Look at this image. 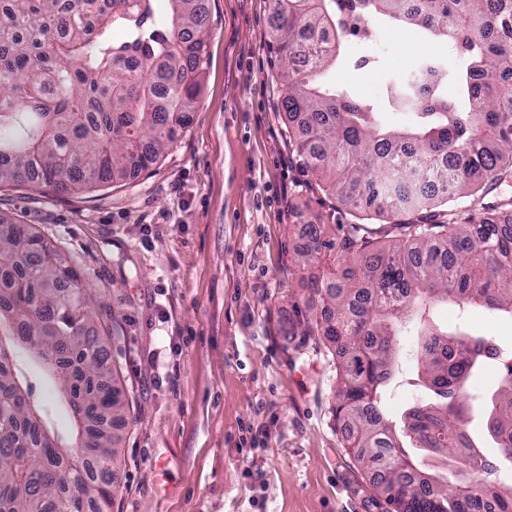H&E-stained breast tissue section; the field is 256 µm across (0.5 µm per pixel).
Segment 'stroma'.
Here are the masks:
<instances>
[{
	"mask_svg": "<svg viewBox=\"0 0 512 512\" xmlns=\"http://www.w3.org/2000/svg\"><path fill=\"white\" fill-rule=\"evenodd\" d=\"M201 87L169 151L122 184L57 193L0 189V224H27L115 313L106 341L125 420L111 512H393L346 448L333 355L303 333L309 293L291 258L301 225L348 210L309 191L288 150L269 48L275 0H205ZM347 36L329 80L386 103L391 79L431 52L421 33L374 17ZM462 322L505 351L512 321ZM401 339L387 408L423 393ZM258 444L240 445L245 425Z\"/></svg>",
	"mask_w": 512,
	"mask_h": 512,
	"instance_id": "1",
	"label": "stroma"
}]
</instances>
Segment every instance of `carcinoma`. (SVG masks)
<instances>
[{
  "mask_svg": "<svg viewBox=\"0 0 512 512\" xmlns=\"http://www.w3.org/2000/svg\"><path fill=\"white\" fill-rule=\"evenodd\" d=\"M0 0V186L55 192L119 184L155 164L198 97L204 0ZM376 15L455 45L395 81L399 128L326 86L347 31ZM123 33L116 41L114 31ZM270 47L302 171L355 224H305L293 266L320 315L303 334L336 358V421L394 512H512V475L469 436L477 407L512 464V354L436 305L512 318V0H275ZM456 98L443 89L448 80ZM468 200L463 204L462 200ZM341 236H336V228ZM89 276L24 224L0 229V512H110L122 418ZM410 323L422 399L400 417L384 397ZM492 359L493 392L466 388ZM57 385L65 436L35 397L25 361ZM497 475L486 480L482 475Z\"/></svg>",
  "mask_w": 512,
  "mask_h": 512,
  "instance_id": "carcinoma-1",
  "label": "carcinoma"
}]
</instances>
